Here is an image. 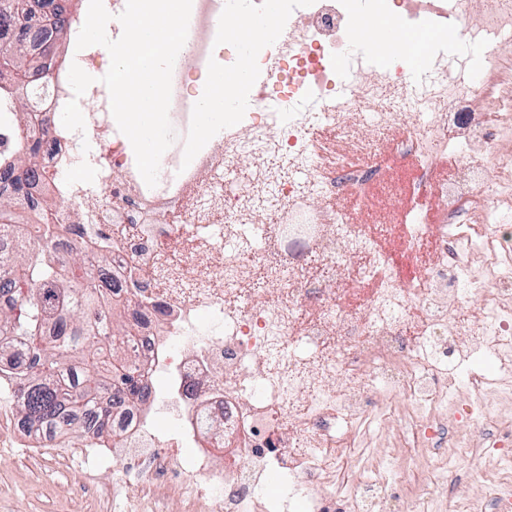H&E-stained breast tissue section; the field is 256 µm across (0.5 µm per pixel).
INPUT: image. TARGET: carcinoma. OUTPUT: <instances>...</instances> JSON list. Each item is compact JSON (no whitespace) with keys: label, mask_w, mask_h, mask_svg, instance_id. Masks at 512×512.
<instances>
[{"label":"carcinoma","mask_w":512,"mask_h":512,"mask_svg":"<svg viewBox=\"0 0 512 512\" xmlns=\"http://www.w3.org/2000/svg\"><path fill=\"white\" fill-rule=\"evenodd\" d=\"M54 18V30L66 33L69 17L55 0H41ZM42 28L27 31L24 42L15 45V56L37 51L32 43L45 41ZM42 147L39 140L7 155L0 154V187L19 191L36 179L35 161ZM15 197L0 193V237L17 241L11 252H0V293L15 297L12 307L0 308V354L9 352L12 365L18 347L36 354L35 361L17 372L9 388L22 418L69 430L75 417L92 415L97 432L112 431L111 400L101 398L108 388L132 390L133 375L113 363L114 352L124 350L130 335L126 325L106 328L94 322L98 296L112 290L110 281L93 283L84 265H75L70 254L58 253L56 244L41 238L38 251L27 250L29 233L20 232L12 208Z\"/></svg>","instance_id":"carcinoma-1"}]
</instances>
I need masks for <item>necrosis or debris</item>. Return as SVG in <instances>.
Segmentation results:
<instances>
[{
    "label": "necrosis or debris",
    "instance_id": "necrosis-or-debris-1",
    "mask_svg": "<svg viewBox=\"0 0 512 512\" xmlns=\"http://www.w3.org/2000/svg\"><path fill=\"white\" fill-rule=\"evenodd\" d=\"M282 0L285 20L301 28L265 37L249 50L260 86L238 126L209 139L190 166L163 155L158 183L140 176L126 136L113 124L110 96L91 84L84 132L61 121L73 97L68 67L30 77L24 131L12 146L42 139L50 149L41 177L18 199L31 219L46 195L58 204L49 230L59 249L78 241L89 260L108 253L103 275L112 298L96 312L126 309V360L137 391L112 408V439L90 433L69 460L135 468L143 512L180 496L187 512H380L394 473V449L408 468L427 463L431 484L414 483L412 512H512V0ZM400 6L398 24L421 30L460 21L471 51L433 49L420 78L410 56L371 66L352 34L361 14ZM265 0H192L186 44L172 73L171 112H193L189 75L235 68L224 21L262 15ZM352 64L339 69V59ZM395 108L378 111L384 96ZM401 125L397 145L417 162L405 193L403 245L394 254L346 223L357 189L378 180L379 165L354 166L313 138L354 139L359 126ZM466 157L448 181L433 183L438 159ZM277 155L287 170H266L285 203L276 224L244 221L248 202L225 191L238 159ZM334 198L326 207L324 198ZM440 207L437 224L422 221ZM172 214L176 223H163ZM124 226L113 236V226ZM277 257L267 285L243 291L246 270L233 253L248 234ZM206 240L214 259L202 276L182 280L161 257L164 242ZM316 254L326 277H304ZM371 282L357 301L339 300L331 283ZM424 321L406 338L408 309ZM171 380L159 396L156 381ZM171 406L175 427L162 433L145 406ZM466 416L470 429L449 426ZM472 456L482 488L460 497L456 461ZM284 493L264 494L270 477Z\"/></svg>",
    "mask_w": 512,
    "mask_h": 512
}]
</instances>
